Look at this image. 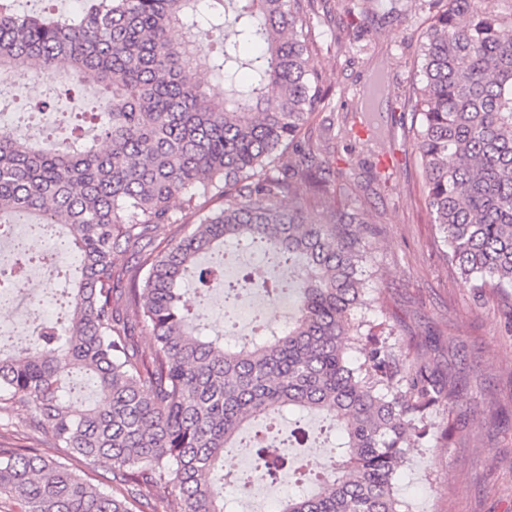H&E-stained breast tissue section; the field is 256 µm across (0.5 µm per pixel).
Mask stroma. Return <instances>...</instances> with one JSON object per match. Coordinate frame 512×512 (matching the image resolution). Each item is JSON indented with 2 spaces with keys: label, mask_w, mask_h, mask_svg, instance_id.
I'll list each match as a JSON object with an SVG mask.
<instances>
[{
  "label": "stroma",
  "mask_w": 512,
  "mask_h": 512,
  "mask_svg": "<svg viewBox=\"0 0 512 512\" xmlns=\"http://www.w3.org/2000/svg\"><path fill=\"white\" fill-rule=\"evenodd\" d=\"M346 7L345 0L319 7L313 23L321 48L310 64L321 72L332 106L346 112L360 110L374 76L387 86L377 99L384 137L366 143L339 135L325 156L336 169L337 202L362 208L379 230L369 240L370 314L462 385L460 410L438 416L457 426L455 447L429 437L416 443L396 489L410 512H512V334L504 327L512 289L489 288L475 301L472 288L448 267L427 210L423 172L399 120L428 13L423 0H399L393 13L380 5L352 35ZM274 488L265 506L225 487L224 512H279L299 491L294 472L283 471Z\"/></svg>",
  "instance_id": "stroma-1"
}]
</instances>
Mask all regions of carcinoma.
<instances>
[{"instance_id":"carcinoma-1","label":"carcinoma","mask_w":512,"mask_h":512,"mask_svg":"<svg viewBox=\"0 0 512 512\" xmlns=\"http://www.w3.org/2000/svg\"><path fill=\"white\" fill-rule=\"evenodd\" d=\"M428 5L407 134L445 260L479 299L512 288V0ZM317 12V0H86L42 17L0 0V77L68 70L106 100L51 149L0 124V228L27 217L77 259L73 288L27 294H54L63 317L11 355L0 348V420L30 415L29 445L0 446V512H132L156 495L153 512H224L225 450L287 407L329 417L341 451L329 481L280 512H408L395 480L411 442L454 444L436 421L458 404L453 376L357 317L369 225L336 206L310 136L329 96L309 64ZM98 118L102 143L85 141ZM363 129L373 140L375 120L342 126ZM302 186L307 206L282 205ZM179 197L198 223L160 251ZM231 242L262 246L283 271L245 272L240 290L293 299L286 329L260 322L233 346L200 335L183 288ZM27 264L21 248L12 289H25ZM75 372L98 395L83 409L65 399ZM309 441L297 426L281 444ZM73 459L111 476L93 484Z\"/></svg>"}]
</instances>
